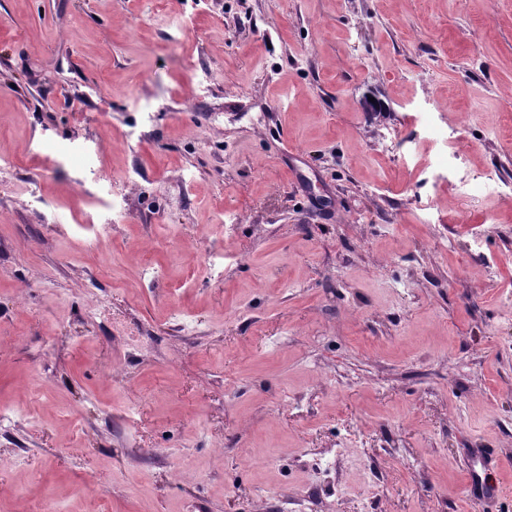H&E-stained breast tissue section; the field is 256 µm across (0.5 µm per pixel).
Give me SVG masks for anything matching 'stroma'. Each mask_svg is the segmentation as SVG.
Here are the masks:
<instances>
[{
    "mask_svg": "<svg viewBox=\"0 0 512 512\" xmlns=\"http://www.w3.org/2000/svg\"><path fill=\"white\" fill-rule=\"evenodd\" d=\"M427 123L512 179V0H0V512H512V193ZM486 470V457L481 454L470 468L468 475L471 486L477 484L480 487L482 497L491 499L499 492V489L497 485L493 484L492 479L487 478Z\"/></svg>",
    "mask_w": 512,
    "mask_h": 512,
    "instance_id": "obj_1",
    "label": "stroma"
}]
</instances>
